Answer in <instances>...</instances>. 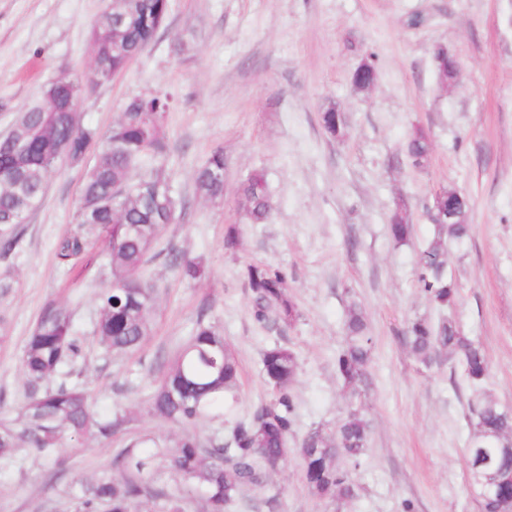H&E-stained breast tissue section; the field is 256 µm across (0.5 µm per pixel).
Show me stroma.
Listing matches in <instances>:
<instances>
[{"mask_svg":"<svg viewBox=\"0 0 512 512\" xmlns=\"http://www.w3.org/2000/svg\"><path fill=\"white\" fill-rule=\"evenodd\" d=\"M107 0H0V134L60 74L84 79L91 28ZM457 62L443 83L433 58ZM373 57L374 86L355 90L352 75ZM168 96L163 132L171 186L185 199L158 246L202 259L205 275L182 279L156 259L143 270L160 300L151 335L116 357L93 336L106 282L98 246L70 268L55 258L74 229L85 167L60 161L41 207L22 226L20 248L0 270L13 273L0 298V419L15 417L27 396L20 367L25 341L48 300L69 308L86 354L72 377L87 385L96 411L133 417L127 434L107 441L63 439L47 459L20 452L22 468L0 467V512H75L72 490L111 471L128 434L176 428L146 403L156 359L172 354L208 308L238 359L237 416L268 400L262 353L281 343L297 354L291 384L298 408L294 440L332 426L347 410L336 376L346 307L357 303L373 337L369 383L359 402L370 442L343 503L316 500L296 456L265 490H245L227 512H479L464 451L472 391L462 367L440 356L421 366L404 336L410 320L452 317L480 343L489 362L486 392L512 409V0H168L154 40L127 68L86 90L76 110L83 125L106 132L128 99ZM336 105L347 135L330 139L321 113ZM431 143L414 167L415 130ZM224 151V195L195 194L194 173ZM264 171L273 211L251 223L239 187ZM443 191L470 202L469 236L448 251L456 298L442 308L417 284L416 257L432 238L429 208ZM405 200L413 232L396 242L390 216ZM237 249L224 247L229 225ZM268 263L288 274L300 316L289 327L256 323L244 272ZM236 416V417H237ZM60 469L64 479L46 476Z\"/></svg>","mask_w":512,"mask_h":512,"instance_id":"1","label":"stroma"}]
</instances>
